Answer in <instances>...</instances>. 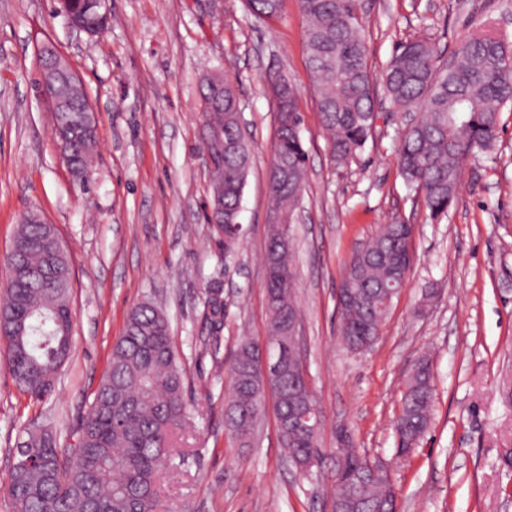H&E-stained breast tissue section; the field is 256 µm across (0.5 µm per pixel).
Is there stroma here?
<instances>
[{
  "mask_svg": "<svg viewBox=\"0 0 512 512\" xmlns=\"http://www.w3.org/2000/svg\"><path fill=\"white\" fill-rule=\"evenodd\" d=\"M361 4L376 71L405 39L429 38L446 57L480 23L512 38V0ZM110 12L108 28L91 38L70 27L55 0H0V285L22 215L39 211L69 255L73 313L72 355L44 400L17 388L0 340V512H12L7 481L24 430L49 425L62 447L76 446L127 313L146 301L169 316L190 413L188 458L170 473L159 512H328L343 427L369 458L391 464L402 512H512V471L501 464L512 406L497 394L512 379V112L502 113L493 149L467 158L454 204L435 221L398 173L405 115L383 88L374 91L372 138L348 163L332 162L297 0H282L271 19L251 15L242 0H110ZM47 40L68 57L98 113L85 183L61 160L36 90L37 51ZM215 73L236 86L252 147L243 236L229 262L206 220L212 167L201 93ZM274 76L301 92L309 155L291 223L303 354L322 413L323 462L309 479L284 457L272 403L249 447L224 426L229 360L242 337L261 343L268 330ZM396 218L414 227V262L378 341L353 354L341 339L336 290L352 253ZM214 289L225 309L216 353L205 310ZM424 356L433 370L430 427L400 455L392 424L405 379Z\"/></svg>",
  "mask_w": 512,
  "mask_h": 512,
  "instance_id": "1",
  "label": "stroma"
}]
</instances>
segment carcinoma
Masks as SVG:
<instances>
[{"mask_svg": "<svg viewBox=\"0 0 512 512\" xmlns=\"http://www.w3.org/2000/svg\"><path fill=\"white\" fill-rule=\"evenodd\" d=\"M246 10L272 18L280 0H243ZM305 18L311 89L331 158L344 164L365 147L375 128L373 91L381 82L392 105L402 112L418 106L422 115L398 134L399 172L422 194L429 215L448 214L461 183L465 160L489 151L501 114L512 108V42L479 25L459 43L448 63H439L435 45L413 39L396 45L381 75L368 63L360 0H299ZM59 13L90 37L100 35L109 15L93 0H59ZM224 105L203 115L205 125L224 137V159L213 165L212 198L224 200V223L211 225L213 237L229 252L241 239L237 224L251 166L234 84L205 88ZM276 139L268 176L272 211L293 219L303 199L307 151L300 137L303 122L299 91L288 80L272 84ZM53 128L72 137L74 175L84 178L96 147V130L82 112L52 111ZM411 225L395 220L382 226L356 250L341 281L338 305L341 335L354 352L370 349L413 261ZM269 272L265 293L269 313L267 340L283 358L278 377L265 385L258 344L237 345L227 373L231 386L225 423L247 447L255 416L266 395L274 401L279 442L298 465L319 454L318 433L310 423L294 424L296 406L315 403L301 372L289 359L294 340L288 319L296 315V271L289 228L271 224L264 257ZM7 279L0 302V338L7 342L12 376L19 389L39 400L50 394L72 349L71 269L58 244L54 225L26 219L6 257ZM212 332L220 331L224 306L206 302ZM186 370L172 345L169 319L154 302L135 305L122 336L112 347L108 368L78 430L79 447L63 448L57 432L28 429L17 444L9 477L13 512H158L168 470L181 451L189 414L183 398ZM434 403L431 363L419 360L409 375L394 421L398 452L403 454L428 430ZM336 487L332 498L353 499L359 512H390L395 490L369 475L368 460L351 438H337Z\"/></svg>", "mask_w": 512, "mask_h": 512, "instance_id": "obj_1", "label": "carcinoma"}]
</instances>
